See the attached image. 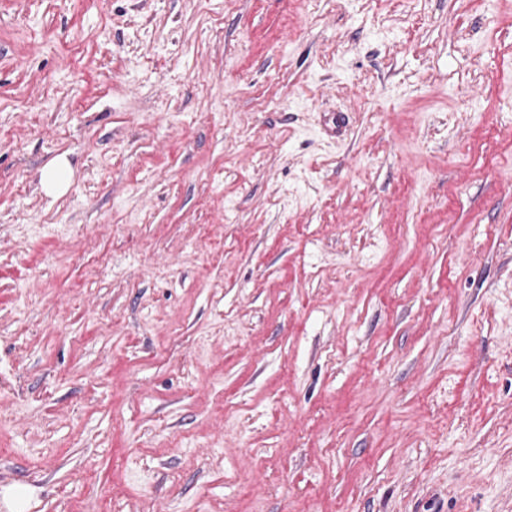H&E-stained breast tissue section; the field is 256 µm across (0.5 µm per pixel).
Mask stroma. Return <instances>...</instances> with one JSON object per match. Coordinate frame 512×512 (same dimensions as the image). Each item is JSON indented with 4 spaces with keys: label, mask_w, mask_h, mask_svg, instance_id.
<instances>
[{
    "label": "stroma",
    "mask_w": 512,
    "mask_h": 512,
    "mask_svg": "<svg viewBox=\"0 0 512 512\" xmlns=\"http://www.w3.org/2000/svg\"><path fill=\"white\" fill-rule=\"evenodd\" d=\"M13 482L512 512V0H0ZM72 170L67 159L57 158L41 172L40 183L47 194H60L67 190Z\"/></svg>",
    "instance_id": "1"
}]
</instances>
